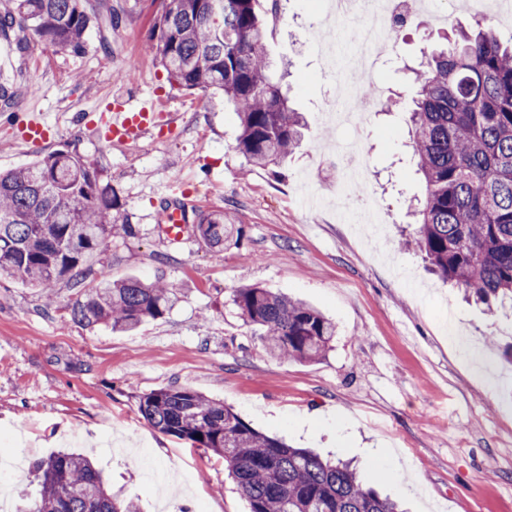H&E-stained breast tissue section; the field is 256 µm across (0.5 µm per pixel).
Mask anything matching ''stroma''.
Returning a JSON list of instances; mask_svg holds the SVG:
<instances>
[{
  "mask_svg": "<svg viewBox=\"0 0 512 512\" xmlns=\"http://www.w3.org/2000/svg\"><path fill=\"white\" fill-rule=\"evenodd\" d=\"M85 6L110 24L91 28L81 55L58 54L33 35L23 51L0 40L8 62L0 84L19 92L12 113L36 114L50 131L34 146L0 118V169L75 144L103 169L135 229L106 238L87 266L115 280L163 277L180 300L163 318L114 332L72 320L80 293L70 282L58 284L49 307L35 289L0 276V459H18L19 487L33 460L72 450L143 512H164L169 502L182 512H248L223 458L138 414L140 396L176 386L232 406L259 432L353 461L366 487L405 512H512V363L502 355L512 346V313L466 301L401 245L416 229L407 203L425 192L406 122L420 91L410 69L444 45L449 18L471 19L465 0H424L414 22L387 39L375 87L397 106L358 128L323 116L335 75L317 42L337 36L340 23L314 26L318 0H262L267 52L288 64L285 83L307 120L301 145L276 168L236 151L232 104L171 84L145 55L157 0ZM146 99L173 123L126 144L104 138L102 115ZM78 113L89 122L74 123ZM353 138L369 174L365 191L380 201L379 249L328 161ZM183 196L193 208L223 211V248L190 232L179 242L165 237L164 200ZM247 285L320 310L337 326L331 349L312 363L271 357L232 303ZM441 313L479 360L449 348ZM382 450L385 475L371 468Z\"/></svg>",
  "mask_w": 512,
  "mask_h": 512,
  "instance_id": "obj_1",
  "label": "stroma"
}]
</instances>
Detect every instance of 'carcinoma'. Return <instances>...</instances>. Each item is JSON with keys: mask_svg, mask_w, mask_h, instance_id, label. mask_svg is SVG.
<instances>
[{"mask_svg": "<svg viewBox=\"0 0 512 512\" xmlns=\"http://www.w3.org/2000/svg\"><path fill=\"white\" fill-rule=\"evenodd\" d=\"M260 0H160L146 51L170 82L224 95L240 120L236 150L256 166L279 165L301 143L305 121L289 105L265 45ZM100 20L83 0H0V37L22 46L27 33L56 52L78 54ZM424 56L422 87L408 120L425 179L414 239L443 279L486 306L512 308V33L490 17ZM193 233L224 246V212L193 211ZM133 234L124 204L98 164L65 144L19 168L0 171V274L51 298L62 280L90 272L85 257L112 232ZM72 307L73 320L114 331L163 317L177 289L104 270ZM244 320L263 331L268 351L314 362L336 324L310 305L257 286L235 291ZM137 412L153 429L224 459L249 512H398L397 502L365 487L350 463H331L246 423L230 406L187 387L151 391ZM37 489L16 512H141L108 489L88 458L57 452L37 460Z\"/></svg>", "mask_w": 512, "mask_h": 512, "instance_id": "carcinoma-1", "label": "carcinoma"}]
</instances>
